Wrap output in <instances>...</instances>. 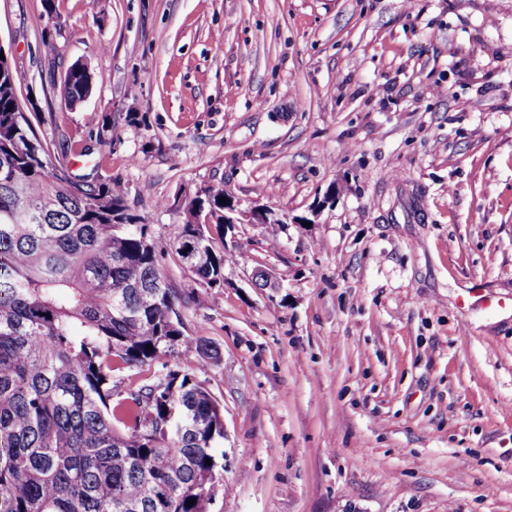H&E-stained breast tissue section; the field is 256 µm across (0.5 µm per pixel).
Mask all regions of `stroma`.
Returning <instances> with one entry per match:
<instances>
[{
	"mask_svg": "<svg viewBox=\"0 0 512 512\" xmlns=\"http://www.w3.org/2000/svg\"><path fill=\"white\" fill-rule=\"evenodd\" d=\"M0 51L173 284L208 185L291 217L237 225L182 310L223 361L116 380L168 367L221 402L210 512H512V0H0ZM93 87V76L87 72L86 66L79 62L73 63L65 72L62 85V96L66 107L72 109L81 104L90 95Z\"/></svg>",
	"mask_w": 512,
	"mask_h": 512,
	"instance_id": "obj_1",
	"label": "stroma"
}]
</instances>
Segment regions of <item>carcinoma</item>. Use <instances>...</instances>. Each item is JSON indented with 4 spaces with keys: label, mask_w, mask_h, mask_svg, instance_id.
<instances>
[{
    "label": "carcinoma",
    "mask_w": 512,
    "mask_h": 512,
    "mask_svg": "<svg viewBox=\"0 0 512 512\" xmlns=\"http://www.w3.org/2000/svg\"><path fill=\"white\" fill-rule=\"evenodd\" d=\"M0 70V512H208L224 470L222 406L168 359H223L184 335L179 312L224 285V185L184 205L173 255L190 277L166 282L126 187L73 176L16 111L1 60ZM92 87L72 64L66 107ZM156 363L157 379L112 385Z\"/></svg>",
    "instance_id": "carcinoma-1"
}]
</instances>
